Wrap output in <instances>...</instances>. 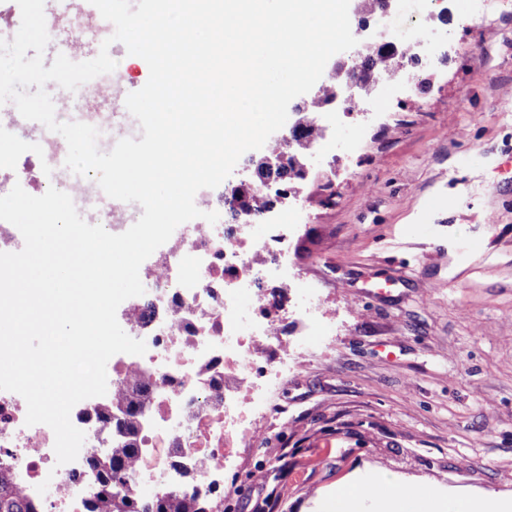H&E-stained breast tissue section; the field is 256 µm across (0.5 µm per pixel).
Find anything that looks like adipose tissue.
Here are the masks:
<instances>
[{"mask_svg":"<svg viewBox=\"0 0 512 512\" xmlns=\"http://www.w3.org/2000/svg\"><path fill=\"white\" fill-rule=\"evenodd\" d=\"M376 504L378 512H423L424 502L409 504L401 486L379 474L361 485L344 486L333 498L326 512H360L364 502Z\"/></svg>","mask_w":512,"mask_h":512,"instance_id":"1","label":"adipose tissue"}]
</instances>
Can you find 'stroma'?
<instances>
[{
    "mask_svg": "<svg viewBox=\"0 0 512 512\" xmlns=\"http://www.w3.org/2000/svg\"><path fill=\"white\" fill-rule=\"evenodd\" d=\"M422 40L354 114H321L288 272L326 315L224 475L230 512H325L375 473L512 497V0L351 14ZM477 240L482 248L464 250Z\"/></svg>",
    "mask_w": 512,
    "mask_h": 512,
    "instance_id": "stroma-1",
    "label": "stroma"
}]
</instances>
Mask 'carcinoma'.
<instances>
[{"label": "carcinoma", "instance_id": "cac0c4a2", "mask_svg": "<svg viewBox=\"0 0 512 512\" xmlns=\"http://www.w3.org/2000/svg\"><path fill=\"white\" fill-rule=\"evenodd\" d=\"M392 50L385 44H374L362 60L357 79L367 82L382 73L394 75L390 69ZM341 78L329 74L318 88L315 96L298 106L304 117L302 127L294 133L292 147L273 148L269 153L281 158L280 166L267 168L262 159L249 158L255 168L259 183L250 190L241 192L235 201L223 200L224 209L231 219L237 211L248 210L255 218L264 216L274 205L273 197L267 192L271 185L290 187L302 180L295 158L312 149L324 139V130L317 115L336 107V90ZM149 382H136L120 400L99 406V413L107 426H115L122 437L112 448L93 455L88 468L93 476L94 489L84 502L83 512H213L212 502L198 491L182 490L179 493H161L151 498H141L126 490L129 473L135 468L138 457L137 428L141 408L148 391ZM0 512H38L33 501L17 490L9 476L0 471Z\"/></svg>", "mask_w": 512, "mask_h": 512}]
</instances>
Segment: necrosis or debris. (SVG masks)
Wrapping results in <instances>:
<instances>
[{
  "label": "necrosis or debris",
  "instance_id": "4bbe7bcc",
  "mask_svg": "<svg viewBox=\"0 0 512 512\" xmlns=\"http://www.w3.org/2000/svg\"><path fill=\"white\" fill-rule=\"evenodd\" d=\"M52 24L82 51L111 27L66 0ZM122 82L117 69L77 89L83 123L111 134L108 115ZM57 141L47 130L26 160L0 154V187L18 184L34 196L51 187L69 191L67 181L44 178ZM287 251L284 224L268 225L258 238L246 224H188L146 269L154 315L146 322L125 316L124 330L145 341L147 351L114 361L109 373L114 394L127 389L132 376L150 382L137 436L140 462L128 476L129 491L176 492L190 480L200 494L223 502L225 463L267 417L268 393L302 347L301 340L289 341L282 311L272 308L264 291L265 284L287 280ZM26 411L20 395L0 390V471L40 512H82L92 482L86 460L113 443L103 420L92 403L74 406L70 418L85 441L77 459L60 466L52 429L26 425Z\"/></svg>",
  "mask_w": 512,
  "mask_h": 512
}]
</instances>
